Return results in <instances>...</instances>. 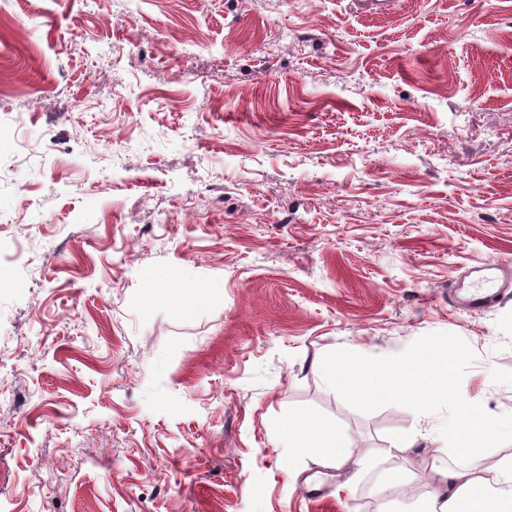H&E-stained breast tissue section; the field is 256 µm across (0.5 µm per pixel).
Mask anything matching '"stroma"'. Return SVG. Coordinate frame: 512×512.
<instances>
[{"mask_svg":"<svg viewBox=\"0 0 512 512\" xmlns=\"http://www.w3.org/2000/svg\"><path fill=\"white\" fill-rule=\"evenodd\" d=\"M390 2L0 0V512H416L453 403L343 394L356 351L447 353L512 454V294L450 297L512 261V0ZM511 268V261H495L488 263L480 269L483 272L478 283L465 287L464 285L456 288L459 293H462L461 301L469 309H481L487 307L494 300H496L505 288L512 287V281L506 284H499L498 279L494 276L497 271L509 270ZM275 430L288 441L289 448H294L299 455H317L336 468L346 464L350 459L339 427L313 413H300L289 418Z\"/></svg>","mask_w":512,"mask_h":512,"instance_id":"35a3bbf8","label":"stroma"}]
</instances>
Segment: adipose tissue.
<instances>
[{"label":"adipose tissue","mask_w":512,"mask_h":512,"mask_svg":"<svg viewBox=\"0 0 512 512\" xmlns=\"http://www.w3.org/2000/svg\"><path fill=\"white\" fill-rule=\"evenodd\" d=\"M324 373L330 384L361 401L395 397L419 412L434 400L452 398L453 450L473 465L466 471H438L436 490L419 512H512V455L486 464V450L497 429L488 422L480 403L463 394L447 359L421 349L383 360L353 353L327 361ZM277 432L298 454H314L337 467L350 459L339 427L313 413L288 419Z\"/></svg>","instance_id":"obj_1"}]
</instances>
